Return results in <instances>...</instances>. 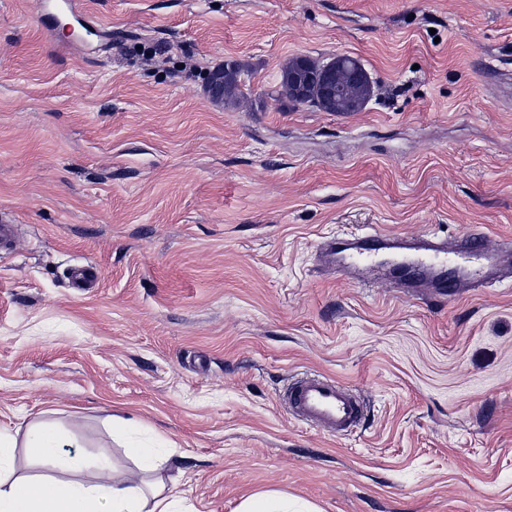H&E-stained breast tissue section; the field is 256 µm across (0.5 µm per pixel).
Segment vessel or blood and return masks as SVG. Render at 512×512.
<instances>
[{
	"label": "vessel or blood",
	"mask_w": 512,
	"mask_h": 512,
	"mask_svg": "<svg viewBox=\"0 0 512 512\" xmlns=\"http://www.w3.org/2000/svg\"><path fill=\"white\" fill-rule=\"evenodd\" d=\"M402 250L406 256L401 285L407 293L431 288L436 298L448 299L462 288H477L504 276L502 265L512 245L487 243L479 231L461 234L447 244L430 235L418 239L391 237L376 232L332 239L321 246L322 256L341 254V271L355 280H364L374 259L384 250ZM288 413L294 419L341 437L352 433L364 418V402L347 384L326 376L298 379L286 394Z\"/></svg>",
	"instance_id": "b4317fda"
}]
</instances>
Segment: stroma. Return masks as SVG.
<instances>
[{
  "instance_id": "1",
  "label": "stroma",
  "mask_w": 512,
  "mask_h": 512,
  "mask_svg": "<svg viewBox=\"0 0 512 512\" xmlns=\"http://www.w3.org/2000/svg\"><path fill=\"white\" fill-rule=\"evenodd\" d=\"M0 0V427L53 413L87 462L166 456L181 512H512V286L404 295L320 263L351 231L512 239V0ZM357 57L361 112L273 98ZM243 66L236 103L208 74ZM94 264L76 291L70 270ZM362 395L331 437L289 379ZM128 420L112 429L111 417ZM127 453L135 461L140 472L157 471L163 463L155 448H145L132 444L127 448ZM241 512H288V501L274 496L255 495L244 501Z\"/></svg>"
}]
</instances>
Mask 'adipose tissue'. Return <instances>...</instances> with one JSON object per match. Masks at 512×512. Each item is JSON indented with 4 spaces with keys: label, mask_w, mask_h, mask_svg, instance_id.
Here are the masks:
<instances>
[{
    "label": "adipose tissue",
    "mask_w": 512,
    "mask_h": 512,
    "mask_svg": "<svg viewBox=\"0 0 512 512\" xmlns=\"http://www.w3.org/2000/svg\"><path fill=\"white\" fill-rule=\"evenodd\" d=\"M59 425L41 420L24 434L0 430V512H176V502L162 489L145 490L135 477L118 479L108 459L95 464L93 480L81 479L86 462L80 454L63 453ZM40 464V476L16 474L18 448Z\"/></svg>",
    "instance_id": "obj_1"
}]
</instances>
